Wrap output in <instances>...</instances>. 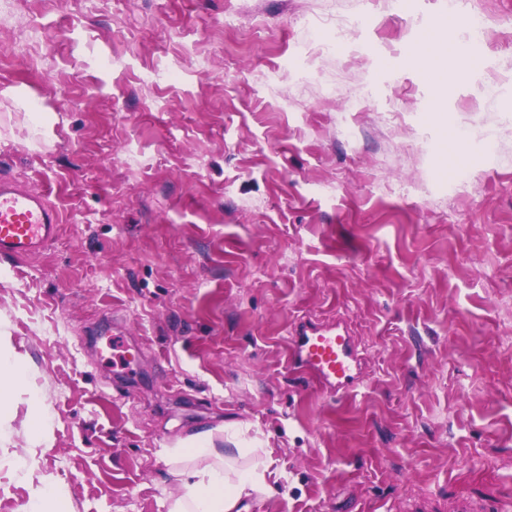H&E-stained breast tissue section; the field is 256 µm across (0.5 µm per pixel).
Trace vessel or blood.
<instances>
[{"label": "vessel or blood", "instance_id": "1", "mask_svg": "<svg viewBox=\"0 0 512 512\" xmlns=\"http://www.w3.org/2000/svg\"><path fill=\"white\" fill-rule=\"evenodd\" d=\"M59 215L39 192L0 179V256L27 257L53 241ZM358 342L349 329L299 323L289 334L288 366L313 377L333 401L351 396L362 384Z\"/></svg>", "mask_w": 512, "mask_h": 512}]
</instances>
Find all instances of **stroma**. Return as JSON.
Segmentation results:
<instances>
[{"mask_svg": "<svg viewBox=\"0 0 512 512\" xmlns=\"http://www.w3.org/2000/svg\"><path fill=\"white\" fill-rule=\"evenodd\" d=\"M461 15L487 37L445 84L415 50L448 0H0V176L64 215L0 257L50 413L41 441L23 397L0 418V512L47 482L168 512L173 451L228 424L273 461L241 512L512 497V0ZM336 319L364 371L340 404L287 366Z\"/></svg>", "mask_w": 512, "mask_h": 512, "instance_id": "stroma-1", "label": "stroma"}]
</instances>
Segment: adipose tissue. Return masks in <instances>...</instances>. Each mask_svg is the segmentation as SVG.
Returning <instances> with one entry per match:
<instances>
[{
  "label": "adipose tissue",
  "instance_id": "ef3b65f1",
  "mask_svg": "<svg viewBox=\"0 0 512 512\" xmlns=\"http://www.w3.org/2000/svg\"><path fill=\"white\" fill-rule=\"evenodd\" d=\"M22 390L33 408L29 434L41 439L49 423L48 410L37 391L27 390L24 367L0 339V412ZM225 433L235 450L224 455L214 448L211 433L187 439L178 455L185 464L181 492L171 499L168 512H237L243 499L269 495L272 460L267 449L243 443L235 426H226Z\"/></svg>",
  "mask_w": 512,
  "mask_h": 512
}]
</instances>
